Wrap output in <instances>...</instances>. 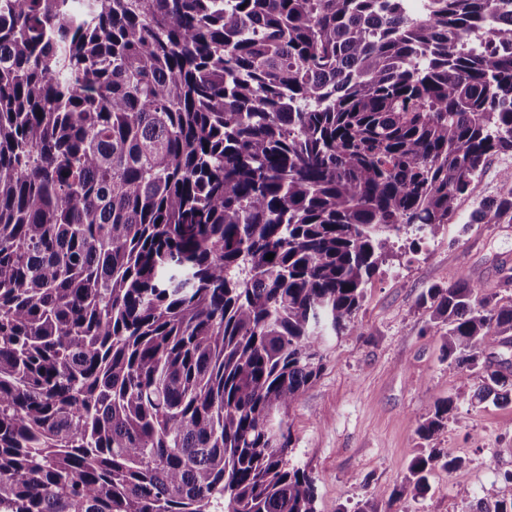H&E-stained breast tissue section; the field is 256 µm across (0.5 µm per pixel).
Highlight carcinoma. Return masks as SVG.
Returning a JSON list of instances; mask_svg holds the SVG:
<instances>
[{"mask_svg":"<svg viewBox=\"0 0 512 512\" xmlns=\"http://www.w3.org/2000/svg\"><path fill=\"white\" fill-rule=\"evenodd\" d=\"M507 153L512 0H0V512H316L287 417L325 337ZM419 304L512 401V297Z\"/></svg>","mask_w":512,"mask_h":512,"instance_id":"carcinoma-1","label":"carcinoma"}]
</instances>
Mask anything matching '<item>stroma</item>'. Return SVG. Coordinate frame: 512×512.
<instances>
[{
  "label": "stroma",
  "mask_w": 512,
  "mask_h": 512,
  "mask_svg": "<svg viewBox=\"0 0 512 512\" xmlns=\"http://www.w3.org/2000/svg\"><path fill=\"white\" fill-rule=\"evenodd\" d=\"M508 171L511 154L491 157L435 238L416 247L400 239L365 290L357 333L328 340L319 377L288 414L292 462L315 477L317 512H356L372 492L390 512H475L492 486L512 500V404L474 400L481 377L443 359L442 339L418 304L425 288L447 286L462 272L476 293L497 287L512 296V286L499 285L501 266H512V224L469 221ZM448 396L458 408L437 445L462 466L434 470L426 495L391 501L425 446L419 424L436 398Z\"/></svg>",
  "instance_id": "obj_1"
}]
</instances>
